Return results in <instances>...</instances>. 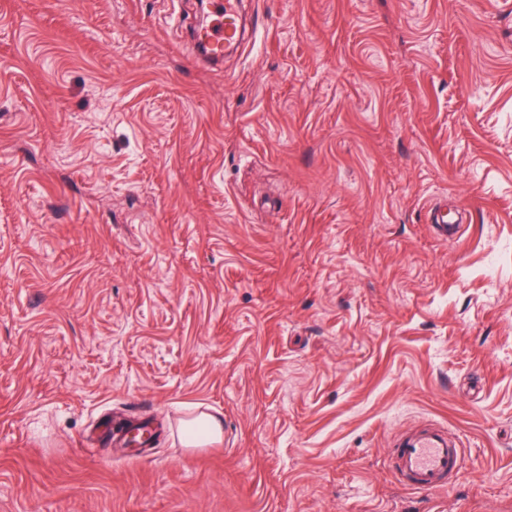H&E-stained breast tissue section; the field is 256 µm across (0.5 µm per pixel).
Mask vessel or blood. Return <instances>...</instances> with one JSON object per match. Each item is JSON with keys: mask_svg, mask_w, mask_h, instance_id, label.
<instances>
[{"mask_svg": "<svg viewBox=\"0 0 512 512\" xmlns=\"http://www.w3.org/2000/svg\"><path fill=\"white\" fill-rule=\"evenodd\" d=\"M212 22L197 32V45L212 62L223 59L228 49L243 41L241 0H209ZM397 471L413 489L435 491L449 487L450 476L458 471L463 450L446 430L432 424L416 427L392 444Z\"/></svg>", "mask_w": 512, "mask_h": 512, "instance_id": "vessel-or-blood-1", "label": "vessel or blood"}]
</instances>
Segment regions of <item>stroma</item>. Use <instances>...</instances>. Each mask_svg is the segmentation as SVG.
Here are the masks:
<instances>
[{
    "instance_id": "obj_1",
    "label": "stroma",
    "mask_w": 512,
    "mask_h": 512,
    "mask_svg": "<svg viewBox=\"0 0 512 512\" xmlns=\"http://www.w3.org/2000/svg\"><path fill=\"white\" fill-rule=\"evenodd\" d=\"M195 5L0 0V512H512V0ZM240 0H209L207 10L212 12V22L197 32L195 39L203 55L212 62L223 61L224 51H237L243 41L242 9ZM210 7L213 10H210ZM222 419L208 413H200L183 421V443L186 447H201L220 438ZM397 471L416 490L450 488L449 477L461 468L463 450L448 432L433 424L416 427L392 444Z\"/></svg>"
}]
</instances>
